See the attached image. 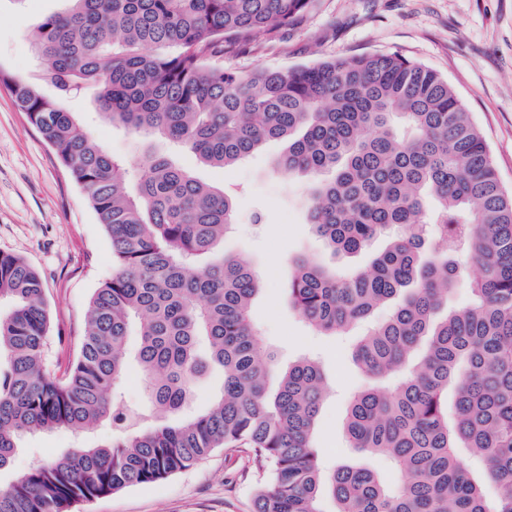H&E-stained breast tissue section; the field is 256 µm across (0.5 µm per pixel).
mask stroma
Returning a JSON list of instances; mask_svg holds the SVG:
<instances>
[{"mask_svg": "<svg viewBox=\"0 0 512 512\" xmlns=\"http://www.w3.org/2000/svg\"><path fill=\"white\" fill-rule=\"evenodd\" d=\"M67 6L68 0H0V68L37 77L40 63L31 34L45 15ZM362 53L402 55L443 74L480 128L502 185L512 191V0H316L281 43L270 46L259 39L246 48L225 50L224 64L242 72L289 69ZM94 97L87 89L65 105L112 155L133 165L146 149L168 151L157 137L101 120ZM285 149V141L266 142L226 169L200 165L186 151L176 158L201 181L239 190L238 220L224 237V253L243 257L266 274L265 288L251 308L263 351L282 368L309 356L324 371L328 392L314 434L323 466L374 468L393 488L399 474L351 448L345 436L349 400L366 384L352 361L351 341L311 331L289 306L286 287L295 258L309 257L341 270L365 267L395 233L387 231L356 254L332 253L306 222L304 183L274 169ZM0 252L21 256L40 273L51 316L45 366L51 376L65 378L79 353L89 300L112 275V246L83 190L4 91ZM110 435L102 425L78 438L67 431L26 437L9 470L0 473V482L9 483L34 460L93 446ZM262 480L246 452L219 449L164 480L78 503L74 512H254Z\"/></svg>", "mask_w": 512, "mask_h": 512, "instance_id": "stroma-1", "label": "stroma"}]
</instances>
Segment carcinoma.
Here are the masks:
<instances>
[{
	"mask_svg": "<svg viewBox=\"0 0 512 512\" xmlns=\"http://www.w3.org/2000/svg\"><path fill=\"white\" fill-rule=\"evenodd\" d=\"M32 34L37 80L0 69L15 101L85 192L112 243V278L95 289L79 357L48 374L50 316L40 274L0 254V471L24 437L97 424L112 440L36 461L0 484V512H71L73 505L151 484L208 453L247 451L266 479L255 512H512V194L448 80L401 55L330 58L250 73L209 63L224 43H272L315 0H68ZM86 87L110 123L165 138L206 166L227 168L270 140L276 168L308 185L307 223L333 252L357 253L398 227L368 268L297 258L288 302L307 326L340 336L364 324L354 361L375 384L355 394L345 430L360 453L402 474L341 464L323 470L313 444L325 395L304 357L267 384L250 310L264 282L224 256L233 193L175 158L146 152L128 188L125 165L62 101ZM433 246H426L427 235ZM471 254L474 301L448 309ZM390 309L383 322L377 309ZM161 424L121 402L127 340ZM223 376L206 412L181 417L196 378ZM478 458L496 485L489 499Z\"/></svg>",
	"mask_w": 512,
	"mask_h": 512,
	"instance_id": "obj_1",
	"label": "carcinoma"
}]
</instances>
